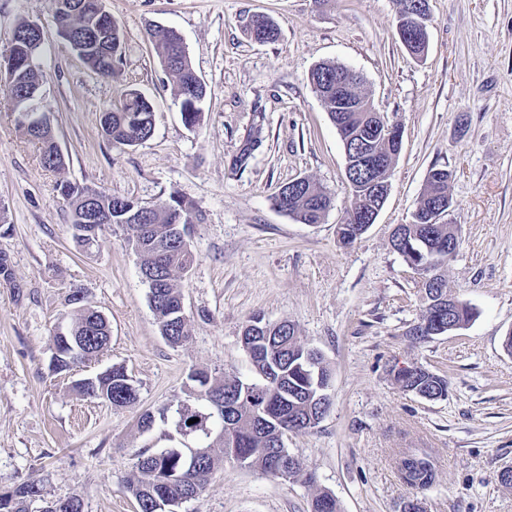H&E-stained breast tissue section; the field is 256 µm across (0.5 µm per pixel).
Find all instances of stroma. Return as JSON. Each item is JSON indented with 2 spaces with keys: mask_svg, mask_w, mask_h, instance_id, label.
<instances>
[{
  "mask_svg": "<svg viewBox=\"0 0 512 512\" xmlns=\"http://www.w3.org/2000/svg\"><path fill=\"white\" fill-rule=\"evenodd\" d=\"M124 33L116 76L90 72L57 34L51 0H0V56L21 20L44 32L41 109L51 118L64 169H45L37 145L15 126L0 82V491L42 479L47 499L80 495L84 512H138L127 481L135 454L168 448V426L143 432L141 413L183 399L190 369L252 376L241 344L253 314L293 322L333 372L331 407L285 445L312 482H284L225 463L181 512H311L332 494L338 512H512V0H429V42L413 58L396 34V0H105ZM280 27L276 42L245 34L251 16ZM177 31L204 82L203 122L187 129L173 83L153 50L151 26ZM333 62L359 73L389 122L402 129L388 198L353 244L338 237L351 206L345 152L309 80ZM137 89L155 111L152 137L112 146L99 115ZM451 171L447 220L460 247L448 263L450 292L474 318L418 342L419 279L392 247L409 223L431 168ZM307 177L331 194L320 223L279 211V188ZM68 180L156 206L176 193L201 214L196 261L179 282L191 336L160 334L139 260L120 226L97 244L73 238L56 186ZM82 290L102 311L112 340L68 372L49 369L51 337L70 323ZM124 366L136 404L115 408L79 396L75 380ZM448 380L427 400L403 390L399 366ZM424 449L436 481L413 493L400 452Z\"/></svg>",
  "mask_w": 512,
  "mask_h": 512,
  "instance_id": "1",
  "label": "stroma"
}]
</instances>
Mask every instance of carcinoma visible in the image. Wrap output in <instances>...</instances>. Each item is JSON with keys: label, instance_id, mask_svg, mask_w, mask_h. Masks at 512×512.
<instances>
[{"label": "carcinoma", "instance_id": "1", "mask_svg": "<svg viewBox=\"0 0 512 512\" xmlns=\"http://www.w3.org/2000/svg\"><path fill=\"white\" fill-rule=\"evenodd\" d=\"M81 13L74 16L68 35L82 41L98 30H105L95 19L96 0H82ZM261 23L247 28L251 39L259 43H273L280 35L278 25L269 17L259 16ZM150 42L161 63L173 79L174 93L180 102L183 122L189 129L198 127L203 118L202 101L206 89L197 80L186 46L173 30L154 27L148 30ZM9 67L1 71L11 97H20L30 87L43 80L38 60L43 46L33 42L28 22H21L14 34ZM123 34L112 24V54L93 52L84 64L97 74L112 76L122 60ZM346 67L330 62L320 63L311 71L310 82L323 101L336 128L353 133L362 122L361 112L336 111V81ZM19 130L40 145V160L44 167L61 170L63 159L54 154L53 146L35 119V116L15 119ZM100 125L106 139L114 145L134 146L150 139L154 131V109L144 94L130 90L118 103L100 113ZM451 173L446 168H432L427 186L412 215V222L404 225L405 242L396 251L407 264L429 265L428 282L424 290V314L412 325L407 335L418 342L425 341L426 330L435 322L437 307L434 302L448 296V280L444 274L448 261L456 254L460 238L456 225L427 223V217L440 201L452 202L448 195ZM58 191L68 206L70 224H81L88 210H97L111 216V223L122 227L128 241H136L135 248L142 277L146 278L151 308L158 311L157 324L161 335L170 345L178 347L189 339L187 318L168 321V312L178 307L182 292L177 279L191 270L195 256L190 244L182 238L191 237V225L200 221L195 203L172 195L165 203L143 206L138 202L99 191L88 185L70 181L58 184ZM274 206L303 224H318L332 206V198L311 180L283 185L273 197ZM112 328L99 310L82 307L70 323L69 341L78 345L79 355L68 357L53 366L56 372L67 371L98 357L109 345ZM241 343L256 372V378L243 379L226 371L218 373L206 369H192L184 383L186 398L177 404L164 405L154 411H144L138 421L141 431L151 430L160 421L171 428V434L189 442H197L204 449L191 470L184 469L181 443L161 451L141 450L137 453L135 474L128 481V490L136 500L139 512H154V501L167 494L172 499L197 498L215 472L232 462L240 468L259 470L265 474L279 472L278 479L288 482L302 477L299 461L288 449L279 445L273 431L285 426L294 432L315 427L319 402L316 397L327 393L332 371L322 355L298 340V330L290 321L279 326L255 315L245 325ZM128 378L122 366H112V372L102 375L94 386L78 380L74 390L82 397L102 399L115 408L134 404L138 389ZM401 387L409 392L416 389L432 396L445 397L448 380L430 370L412 368ZM204 388L224 399L227 413L224 419L233 424L221 439H215L216 422L213 408L206 399L196 402L192 391ZM250 394L263 405L262 417L251 414L244 394ZM194 424H188L191 419ZM417 465L404 461L400 475L413 490L433 485L436 471L432 457L420 452ZM8 512H28L32 497L44 501L53 512H82V500L73 494L65 499L46 500L43 481L32 479L13 490ZM312 512H337L336 499L329 493H320L312 502Z\"/></svg>", "mask_w": 512, "mask_h": 512}]
</instances>
